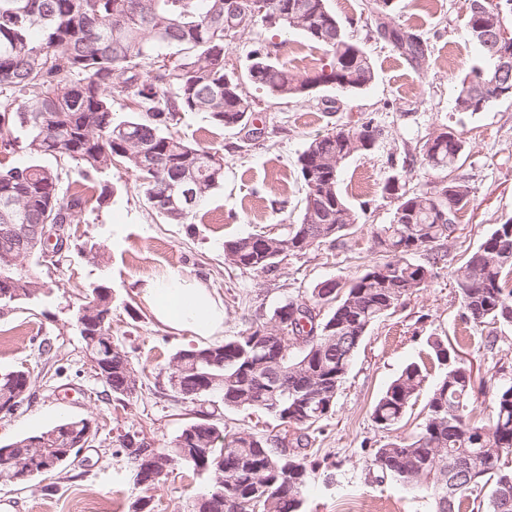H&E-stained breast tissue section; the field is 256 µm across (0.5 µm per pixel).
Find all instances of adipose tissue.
<instances>
[{"label": "adipose tissue", "mask_w": 512, "mask_h": 512, "mask_svg": "<svg viewBox=\"0 0 512 512\" xmlns=\"http://www.w3.org/2000/svg\"><path fill=\"white\" fill-rule=\"evenodd\" d=\"M139 294L155 319L174 331L209 339L224 330V304L200 279L171 271L143 280Z\"/></svg>", "instance_id": "ef3b65f1"}]
</instances>
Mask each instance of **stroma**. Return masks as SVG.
<instances>
[{"mask_svg":"<svg viewBox=\"0 0 512 512\" xmlns=\"http://www.w3.org/2000/svg\"><path fill=\"white\" fill-rule=\"evenodd\" d=\"M366 0H328L330 10L348 23V33L368 55L373 83L356 94L320 88L303 98L279 99L244 84L255 104L245 125L225 128L203 113H190L179 126L182 136L224 156V181L200 207L192 223L167 224L141 197L122 164L99 177L111 185L108 207L70 226L74 247L59 265L24 259L45 290L0 309V372L28 370L27 396L9 416L0 417V443L40 433L71 417L93 421L98 432L61 471L24 484L0 481V512H129L148 496L152 512H193L206 475L177 466L149 490L135 486L123 441L132 436L152 448L169 447L193 418L190 401L175 396L169 383L173 355L198 346V338L159 324L137 292L138 282L177 269L202 279L224 304V338L254 325L269 324L274 310L306 298L320 282L348 280L382 261L373 230L389 223L393 205L381 186L398 175L411 186L432 179L421 164L403 165L433 133L446 129L464 142L458 173L471 187L472 201L458 215L456 230L444 243L461 262L491 229L512 217V99L476 112L456 111L460 84L481 56L467 26V0H403L394 23L429 40L423 64H415L379 39L366 24ZM267 45L279 62L301 77L320 73L326 49L305 36L255 25L226 40L224 64L242 71L246 55ZM374 121L383 135L366 154L349 157L339 188L348 203L361 208L354 233L343 245L326 242L283 256L277 267L260 273L228 266L224 244L250 234L287 237L299 222L304 188L297 158L306 143L338 127ZM103 284L112 291L113 343L126 352L138 374V391L119 401L106 390L87 358L77 316L89 290ZM497 352L482 347L488 333ZM448 337L470 362L474 379L490 378L503 365L512 378V328L467 327L450 267L434 269L424 288L369 330L338 394L333 412L309 429L308 460L317 462L312 484L302 495V512H349L366 503L375 512H432L427 491H407L380 481L369 465L373 448L412 437L426 415L419 396L393 430L378 429L370 416L373 402L409 362L424 364L429 383L444 369L429 354L430 334ZM50 350H42L43 341ZM226 433H256L284 440L296 451L295 432L260 410H224ZM54 492H47V485Z\"/></svg>","mask_w":512,"mask_h":512,"instance_id":"obj_1","label":"stroma"}]
</instances>
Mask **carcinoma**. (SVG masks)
I'll return each instance as SVG.
<instances>
[{"label": "carcinoma", "instance_id": "1", "mask_svg": "<svg viewBox=\"0 0 512 512\" xmlns=\"http://www.w3.org/2000/svg\"><path fill=\"white\" fill-rule=\"evenodd\" d=\"M468 0L467 25L484 62L472 67L461 82L455 99L459 112H479L495 102L512 98V79L493 82L497 52L492 41L496 28L512 26V13L501 2ZM257 0H240V13L252 16ZM281 20L252 16L270 28L296 31L330 52L329 70L320 83L341 92L366 89L375 79L366 52L347 36L327 0H268ZM399 0H368V15L386 19ZM224 0H0V154L23 153L22 165H0V225L72 224L79 217L110 204L112 187L97 182L112 161L123 164L136 177L137 187L150 207L165 181L200 182L198 203L224 181L223 157L218 152L183 138L177 130L187 113L202 112L216 124L253 111L243 83L278 98H297L309 93L307 79L291 73L258 45L246 57L242 73L224 67ZM408 29L391 26L386 40L403 56L420 64L426 59L427 40L404 39ZM129 102L133 111L124 118L114 112L115 98ZM382 136L369 120L352 129L336 130L311 139L297 159L304 186L300 224L282 244L311 235V244L337 240L358 224V215L340 192V170L332 171L326 159L344 152H368ZM464 149L463 141L444 131L418 147L420 164L436 177L418 188H409L396 176L382 187V196L394 203L389 223L380 225L374 237L388 259L367 266L363 273L342 283L334 305L317 321L308 317L318 305L319 292L312 290V304L290 300L280 309L292 308L298 317L290 323L288 351L283 367L288 376L304 368L317 375L323 397L306 409V415L285 420L296 406L295 395H275L255 383L260 366L250 341L259 328L242 335L191 349L200 359L184 361L185 351L173 356L178 380L171 388L182 399L197 401L203 408L161 453L174 464L186 465L209 477V489L195 504V512H226L225 498L236 512H300L302 493L311 482L317 463L307 456L289 455L253 433L227 435L216 410L204 404L216 398L226 409H265L289 426L310 427L333 411L346 375L363 339L389 306L400 305L411 295L408 286L427 281L432 270L413 261L420 252L436 265L447 261L443 250L455 230L458 214L471 202L465 179L452 175ZM53 157L57 167L42 163ZM74 167L86 189L71 188L66 180ZM512 230V218L496 225L458 267L452 271L461 299V319L474 326L510 325L504 309L512 307V251L496 262L484 258L486 248L498 244L501 233ZM259 235L227 241L224 248L240 254L238 268L256 272L271 270L278 258L260 253L250 242ZM35 277L21 263L0 260V305L35 296L27 285ZM97 304L108 314L104 324L80 322L82 340L111 329L112 293L98 285L91 288L85 304ZM427 344L436 361L446 366L441 382L429 392L427 415L419 432L372 450L370 466L379 478L390 479L406 490L427 486L433 512H460L465 500L476 512H512V381L495 387L494 416L489 424L477 420L475 382L471 366L441 336L429 335ZM209 378L215 389H190L189 380ZM29 372H0V398L27 383ZM427 381L425 370L407 364L390 382L371 410L378 428L389 431L404 418ZM84 419L71 418L43 431L51 436L42 448H30L28 438L0 446L13 460L0 468L4 481L20 475L25 483L42 475L37 457L66 464L70 433L83 430ZM457 456L474 460L472 471L453 472L448 462ZM263 476L267 487L255 492L254 479Z\"/></svg>", "mask_w": 512, "mask_h": 512}]
</instances>
